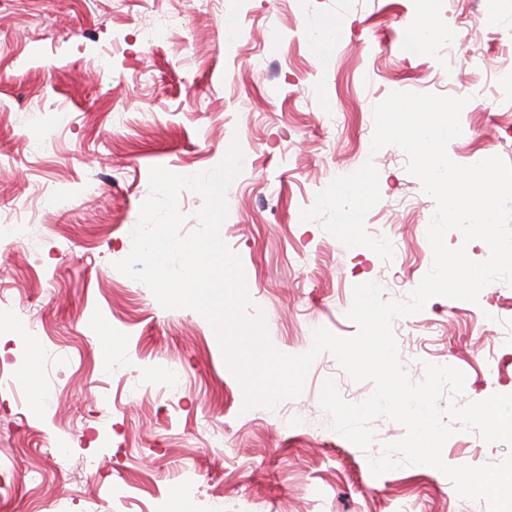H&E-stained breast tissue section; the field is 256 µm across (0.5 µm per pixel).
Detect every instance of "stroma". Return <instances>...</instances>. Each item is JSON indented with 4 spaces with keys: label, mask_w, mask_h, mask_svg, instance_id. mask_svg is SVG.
<instances>
[{
    "label": "stroma",
    "mask_w": 512,
    "mask_h": 512,
    "mask_svg": "<svg viewBox=\"0 0 512 512\" xmlns=\"http://www.w3.org/2000/svg\"><path fill=\"white\" fill-rule=\"evenodd\" d=\"M485 4L435 0L438 25L458 38L422 53L404 39L417 0H0V464L16 481L0 512H167L177 487L191 512H487L432 467L372 474L320 395L329 378L350 402L373 384L330 353L300 397L243 411L209 323L163 309L115 267L150 169L206 171L236 143L243 170L220 233L272 344L296 356L317 328L354 336V285L402 300L433 259L424 227L436 203L403 150L372 152L374 105L478 86L482 106L462 113L466 136L448 155L512 163V95L494 90L512 73V0L481 26ZM323 17L346 28L325 54L308 36ZM365 176L372 202L358 227L376 252L336 236L325 203L337 182ZM392 330L412 381L429 362L464 373L463 401L512 394L511 285L475 303L432 298ZM511 450L461 432L443 459L481 466Z\"/></svg>",
    "instance_id": "obj_1"
}]
</instances>
